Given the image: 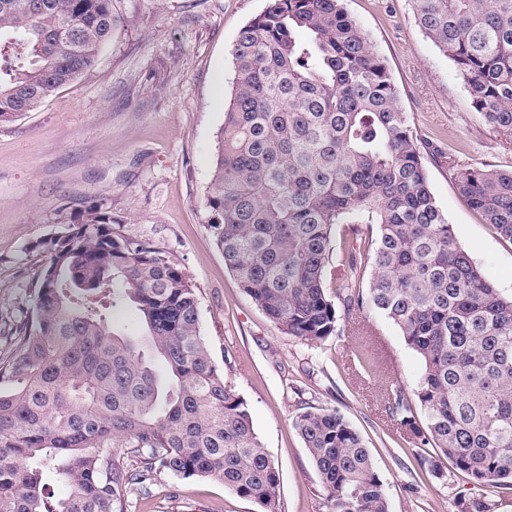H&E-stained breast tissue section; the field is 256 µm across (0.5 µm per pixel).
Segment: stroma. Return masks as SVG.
Returning <instances> with one entry per match:
<instances>
[{
  "label": "stroma",
  "instance_id": "stroma-1",
  "mask_svg": "<svg viewBox=\"0 0 512 512\" xmlns=\"http://www.w3.org/2000/svg\"><path fill=\"white\" fill-rule=\"evenodd\" d=\"M267 0H112L122 19L96 65L35 110L0 122V334L30 308L40 241L75 209L106 204L122 233L146 240L189 278L216 364L245 401L279 465L280 512H332L293 427L308 407L337 409L361 434L390 512H455L497 494L393 426L385 388L413 390L421 363L381 316L341 320L321 343L283 334L239 288L205 207L235 76L232 47ZM385 59L420 138L431 191L484 277L512 294V243L456 190L459 169L512 170V146L474 110L454 61L420 30L413 0H343ZM128 512H261L207 479L158 474Z\"/></svg>",
  "mask_w": 512,
  "mask_h": 512
}]
</instances>
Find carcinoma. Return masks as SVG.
<instances>
[{"label":"carcinoma","instance_id":"carcinoma-1","mask_svg":"<svg viewBox=\"0 0 512 512\" xmlns=\"http://www.w3.org/2000/svg\"><path fill=\"white\" fill-rule=\"evenodd\" d=\"M414 4L476 112L511 137L512 0ZM118 22L112 0H0V122L91 68ZM232 58L206 195L225 267L288 336L320 343L343 314L391 321L423 372L412 393L387 390L390 420L475 482L512 490V296L457 244L386 61L342 0H268ZM455 183L512 243V170L475 164ZM343 224H375L377 236L362 250L346 246ZM41 248L33 306L0 348V512H126L128 493L161 472L219 481L279 512V467L212 357L184 272L117 231L101 205ZM127 308L144 337L117 327L114 313ZM293 426L333 512H390L344 415L305 410ZM117 441L135 448L138 466L106 454ZM50 469L69 488L54 503L42 483ZM456 508L498 512L500 502L463 497Z\"/></svg>","mask_w":512,"mask_h":512}]
</instances>
